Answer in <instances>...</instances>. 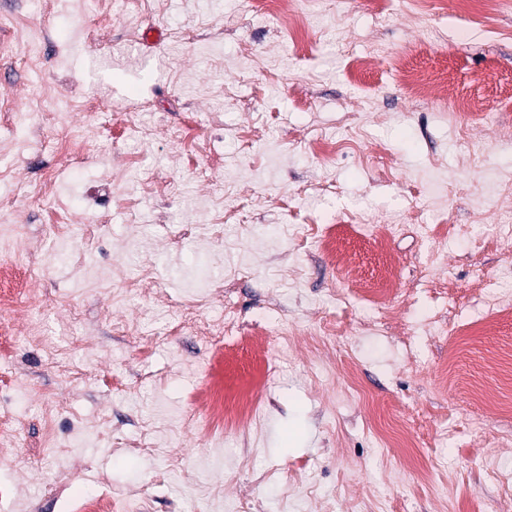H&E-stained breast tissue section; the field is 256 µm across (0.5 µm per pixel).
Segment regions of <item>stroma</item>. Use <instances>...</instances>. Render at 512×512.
Here are the masks:
<instances>
[{
    "instance_id": "1",
    "label": "stroma",
    "mask_w": 512,
    "mask_h": 512,
    "mask_svg": "<svg viewBox=\"0 0 512 512\" xmlns=\"http://www.w3.org/2000/svg\"><path fill=\"white\" fill-rule=\"evenodd\" d=\"M299 12L292 36L264 0H43L37 15L0 0V260L46 265L0 281L17 297L0 316V423L16 429L0 487L18 492L0 512H67L104 487L115 512H512L496 479L512 475V412L472 395L512 325L428 327L478 320L479 279L512 267L496 233L512 225L497 192L512 175V8L492 36L463 0ZM173 224L191 227L182 245ZM325 224L344 259L320 247ZM387 257L415 303L373 317L357 290ZM157 293L212 320L234 302L238 331L176 330ZM54 347L81 379L46 364ZM211 380L257 389L256 443L226 422L191 428ZM383 417L412 447L382 445ZM147 425L154 451L133 452Z\"/></svg>"
}]
</instances>
